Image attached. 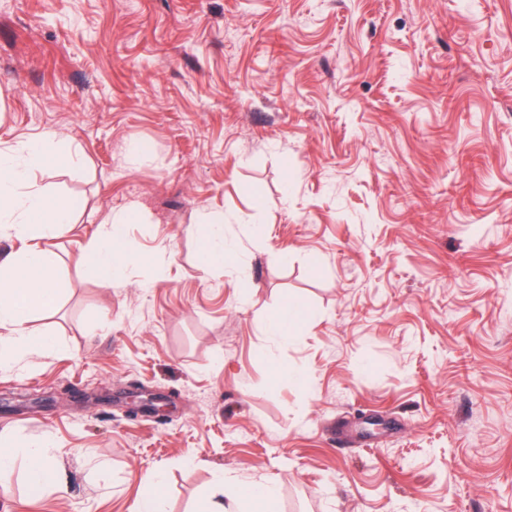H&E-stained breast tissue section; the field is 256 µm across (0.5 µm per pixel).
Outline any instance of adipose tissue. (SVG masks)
I'll return each instance as SVG.
<instances>
[{"label":"adipose tissue","instance_id":"ef3b65f1","mask_svg":"<svg viewBox=\"0 0 512 512\" xmlns=\"http://www.w3.org/2000/svg\"><path fill=\"white\" fill-rule=\"evenodd\" d=\"M44 154L43 146L37 143L23 142L0 149V226L17 238L32 236L34 225L44 228L39 243L0 262V329L21 344L33 340L30 326L33 315L50 312L57 301V255L51 232L73 224L76 215L86 208L85 202L76 197L48 200L38 192L26 190L28 170L40 164ZM84 252L103 286L119 284L124 267L122 222L107 225ZM28 457L27 486L32 496H40L49 489L63 491L55 454L49 444L29 448ZM277 500L278 492L272 484H241L220 477L200 512H276Z\"/></svg>","mask_w":512,"mask_h":512}]
</instances>
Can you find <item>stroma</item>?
I'll return each instance as SVG.
<instances>
[{"label": "stroma", "instance_id": "35a3bbf8", "mask_svg": "<svg viewBox=\"0 0 512 512\" xmlns=\"http://www.w3.org/2000/svg\"><path fill=\"white\" fill-rule=\"evenodd\" d=\"M39 141L32 183L87 209L51 345L0 353V446L49 441L67 490L19 463L0 512H134L156 470L160 512L220 475L278 512H512V0H0V147ZM127 214L107 288L81 249ZM137 385L175 410L128 418ZM224 223L223 215H213L205 224H211L212 229L205 234L200 245V261L204 268L215 266L223 267L224 262L228 261L227 251L224 250V241L219 231L214 228H220ZM307 315V309L295 299H286L279 314L273 319L271 329L278 335H291L299 321Z\"/></svg>", "mask_w": 512, "mask_h": 512}]
</instances>
